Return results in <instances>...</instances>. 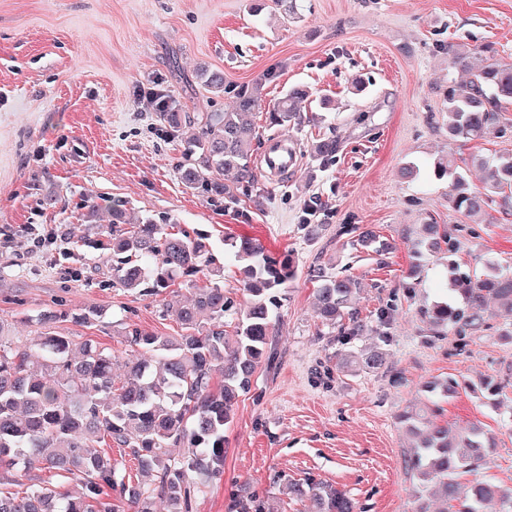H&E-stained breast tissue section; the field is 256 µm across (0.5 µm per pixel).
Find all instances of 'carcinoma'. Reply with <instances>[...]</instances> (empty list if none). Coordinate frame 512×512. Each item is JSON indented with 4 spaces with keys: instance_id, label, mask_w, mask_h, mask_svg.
I'll use <instances>...</instances> for the list:
<instances>
[{
    "instance_id": "1",
    "label": "carcinoma",
    "mask_w": 512,
    "mask_h": 512,
    "mask_svg": "<svg viewBox=\"0 0 512 512\" xmlns=\"http://www.w3.org/2000/svg\"><path fill=\"white\" fill-rule=\"evenodd\" d=\"M485 60L469 66L467 52L452 50L453 63L468 77L448 85L446 126L451 138L487 139L504 132L500 112L512 103V64H502L496 51L484 48ZM200 77L213 92L224 91V75L202 69ZM299 89L288 91L268 112L271 127L301 121ZM260 87L239 95L227 112L190 114L171 110L157 113L160 123L172 130L196 125V133L182 154V183L215 201L235 198L238 188L258 181L251 166L252 153L260 144L252 116L261 105ZM335 137L317 140L311 155L320 165L336 161ZM463 159L453 153L434 159L430 167L439 179L448 178V199L464 217L482 213L500 196L499 207L512 213V153L479 158L484 170V191L473 190L460 173ZM236 175V185L224 183V173ZM420 242L427 252L455 253L456 240L443 224L426 225ZM205 234L167 232L147 221L132 231L112 230L101 243L112 251V283L128 291L156 295L169 282L193 281L214 263L203 243ZM224 255L242 270L241 285L250 295L245 307H237L214 285L199 288L186 303L171 299L166 309L175 311L183 333L157 336L137 328L126 331L127 342L137 355L124 360L121 385L114 380L117 364L112 350L91 340L73 346L70 336L57 331L66 315L43 311L36 316L37 338L21 344L5 334L0 323V512H118L112 490L134 512H155L161 497L169 512H190L191 492L224 473V432L232 423L239 397L248 392L257 368L266 360L272 337L274 311L282 292L298 276L293 254L275 256L263 243L250 237L224 238ZM451 292L462 305L448 299L427 311L430 322L465 336L486 323L487 305L495 302L512 314V271L494 264L485 270L463 272L448 264ZM318 283L315 298L322 318L340 333L353 336L362 324L352 312L354 280L318 268L310 272ZM234 321L232 334L224 319ZM383 352L372 350L346 360L363 370L383 365ZM223 380L213 383L215 369ZM462 385L453 377L436 380L429 390L443 398L459 393ZM401 421L418 436L411 449L410 466L422 484L438 483L446 512H483L497 501L502 512H512V491L485 481L460 492L457 477L490 463L493 438L479 425L450 434L426 410L404 412ZM116 444L152 478L148 485L120 478L121 463L101 444ZM47 469L53 475L74 477L81 491L63 497L46 481L20 493L14 473ZM289 493L311 503V512H356L357 505L342 491L308 478L287 481Z\"/></svg>"
}]
</instances>
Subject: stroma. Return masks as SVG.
<instances>
[{
  "mask_svg": "<svg viewBox=\"0 0 512 512\" xmlns=\"http://www.w3.org/2000/svg\"><path fill=\"white\" fill-rule=\"evenodd\" d=\"M272 0L259 15L249 0H0V320L26 342L40 311L80 315L66 334L92 340L119 358L132 354L125 333L177 336L163 295L103 285L109 251L90 247L112 232V204L127 229L150 219L208 236L223 259L228 235L259 239L293 253L300 275L289 288L271 339L272 358L252 378L225 433L224 474L191 499V512H237L259 494L271 512H308L278 474L309 477L347 492L364 512H429L433 492L416 497L409 467L412 437L399 416L414 404L436 410L454 432L478 422L496 448L488 468L461 475L462 488L489 479L512 488V384L496 400L478 389L487 377L512 374V317L490 310L479 337L440 332L425 311L444 294L446 257L418 255L423 225L455 226L462 270L490 263L512 269V215L489 204L483 216H460L448 205V184L429 162L512 152V104L503 108V137L450 140L445 126L448 84L465 78L448 48L493 45L512 62V0ZM224 76L209 91L199 71ZM262 86L254 122L273 135L266 109L288 90L308 91L304 123L282 128L297 166L277 179L260 177L235 199L213 202L178 175L191 128L164 131L140 90L157 88L183 112L232 109L241 90ZM336 137L335 162L320 166L313 141ZM418 169L415 178L401 175ZM321 203L309 241L300 229L309 200ZM97 211H90V204ZM376 232L386 250L356 246V230ZM321 265L355 280L354 306L363 329L343 340L315 308L309 268ZM223 287L237 304L247 297L236 262L195 283L175 281L170 294ZM385 337L380 369L348 375L337 362L347 350ZM454 377L469 390L443 399L427 382Z\"/></svg>",
  "mask_w": 512,
  "mask_h": 512,
  "instance_id": "stroma-1",
  "label": "stroma"
}]
</instances>
